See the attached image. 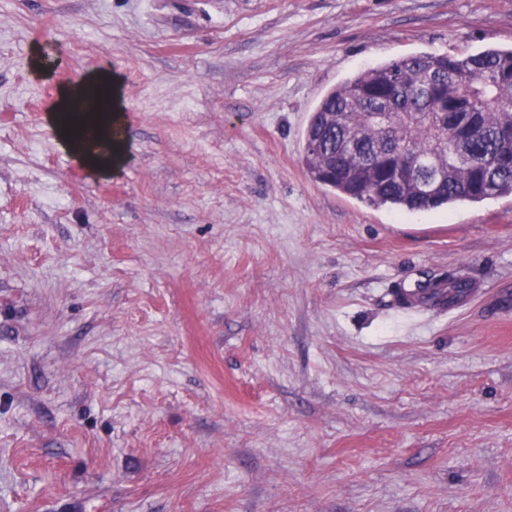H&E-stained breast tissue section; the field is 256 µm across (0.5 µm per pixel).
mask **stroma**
Listing matches in <instances>:
<instances>
[{"mask_svg": "<svg viewBox=\"0 0 512 512\" xmlns=\"http://www.w3.org/2000/svg\"><path fill=\"white\" fill-rule=\"evenodd\" d=\"M510 47L512 0H0V512H512V197L301 162L357 72ZM96 74L107 177L46 127ZM119 142V149L115 155L112 153V138H108V145L99 150L96 155L84 153L81 158L83 162L90 164L94 171L102 175L111 174L122 164L124 159L123 135H121ZM448 284L450 288H439L443 290H441L438 298L433 303L428 304L440 307L455 305L461 298L465 297L472 288L471 283L466 279H456ZM446 288H448V290H446Z\"/></svg>", "mask_w": 512, "mask_h": 512, "instance_id": "stroma-1", "label": "stroma"}]
</instances>
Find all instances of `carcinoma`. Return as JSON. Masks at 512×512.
Wrapping results in <instances>:
<instances>
[{
    "label": "carcinoma",
    "instance_id": "cac0c4a2",
    "mask_svg": "<svg viewBox=\"0 0 512 512\" xmlns=\"http://www.w3.org/2000/svg\"><path fill=\"white\" fill-rule=\"evenodd\" d=\"M463 98L479 115L474 133L456 137L436 101ZM90 89L66 97L57 114L63 129L84 145L99 127H71L73 117L98 111ZM512 48L463 58L421 54L369 67L328 92L304 133L302 163L311 178L376 208L429 211L512 196ZM393 146L392 163L420 157L432 179L421 187L379 176L369 166L375 143ZM448 305L471 291L466 279L449 282Z\"/></svg>",
    "mask_w": 512,
    "mask_h": 512
}]
</instances>
